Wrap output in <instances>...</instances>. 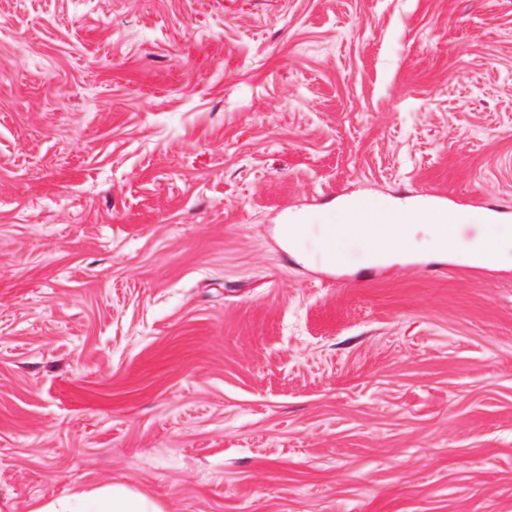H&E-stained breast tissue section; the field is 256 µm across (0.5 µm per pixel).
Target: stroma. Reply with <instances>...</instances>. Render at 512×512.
<instances>
[{"mask_svg":"<svg viewBox=\"0 0 512 512\" xmlns=\"http://www.w3.org/2000/svg\"><path fill=\"white\" fill-rule=\"evenodd\" d=\"M408 189L512 232V0H0V512H512V263L317 258ZM35 512H162L159 506L123 485H107L51 501Z\"/></svg>","mask_w":512,"mask_h":512,"instance_id":"35a3bbf8","label":"stroma"}]
</instances>
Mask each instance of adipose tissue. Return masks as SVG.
I'll list each match as a JSON object with an SVG mask.
<instances>
[{
  "label": "adipose tissue",
  "mask_w": 512,
  "mask_h": 512,
  "mask_svg": "<svg viewBox=\"0 0 512 512\" xmlns=\"http://www.w3.org/2000/svg\"><path fill=\"white\" fill-rule=\"evenodd\" d=\"M348 205L358 211V220L339 215L335 222L325 225L321 253L327 262H334L341 244L352 237L367 241L369 255L384 260L406 248L418 229L428 232L433 247L440 251L454 248L462 230L470 226L466 213H437L421 215L414 208L380 211L367 199L353 198ZM37 512H161L159 506L123 485H107L89 492L51 501Z\"/></svg>",
  "instance_id": "1"
}]
</instances>
